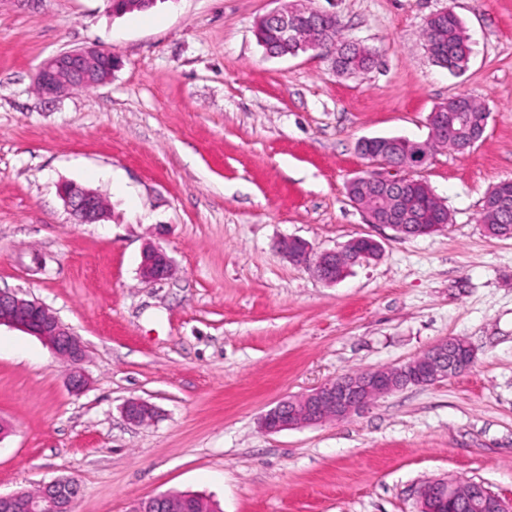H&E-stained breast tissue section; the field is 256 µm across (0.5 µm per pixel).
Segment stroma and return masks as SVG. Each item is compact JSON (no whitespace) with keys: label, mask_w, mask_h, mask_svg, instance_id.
Listing matches in <instances>:
<instances>
[{"label":"stroma","mask_w":512,"mask_h":512,"mask_svg":"<svg viewBox=\"0 0 512 512\" xmlns=\"http://www.w3.org/2000/svg\"><path fill=\"white\" fill-rule=\"evenodd\" d=\"M282 0H0V289L46 304L83 339L87 388L37 337L0 327V493L57 478L75 512H128L194 493L222 512H418L425 481L484 483L512 504V237L490 236L486 192L512 179V0H311L376 65L339 74L317 51L265 54L256 21ZM450 8L472 54L454 76L424 45ZM112 51L111 80L51 101L43 60ZM489 111L470 149L433 151L417 176L450 222L405 237L366 223L345 185L371 169L364 137L426 140L457 95ZM107 173L92 180L91 171ZM64 182L99 190L76 224ZM369 236L377 258L333 285L288 260ZM166 250V280L138 274ZM458 337L465 372L410 386L360 415L277 433L260 416L339 375L400 366ZM155 415L129 424L123 403ZM175 268L165 250L159 246H147L142 253L139 277L146 282H157L173 276Z\"/></svg>","instance_id":"obj_1"}]
</instances>
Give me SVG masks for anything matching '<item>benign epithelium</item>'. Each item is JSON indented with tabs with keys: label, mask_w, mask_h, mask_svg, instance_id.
<instances>
[{
	"label": "benign epithelium",
	"mask_w": 512,
	"mask_h": 512,
	"mask_svg": "<svg viewBox=\"0 0 512 512\" xmlns=\"http://www.w3.org/2000/svg\"><path fill=\"white\" fill-rule=\"evenodd\" d=\"M302 13L282 8L264 15V20L278 25L289 39L299 41L300 48L323 50L334 55L357 46L359 41H346L337 49H324L315 39L303 37L296 29ZM117 62L112 52L86 47L64 51L45 59L35 82L41 99L58 97L74 87L98 86L112 77ZM365 158L383 166V170H365L349 180L359 187L350 201L365 215L369 224L389 227L398 233L409 230L425 235L441 228L439 224H420L419 217L405 209L397 189L410 178V173L423 168L430 158L426 144L406 137H366L357 145ZM59 195L77 224H98L106 218L100 193L73 182L59 186ZM283 253L296 264L305 265L322 281H341L349 265L373 259L381 252L380 243L371 237H357L336 250L312 256L308 244L299 238H288L281 245ZM172 260L162 248L149 245L142 253L139 277L157 282L173 276ZM20 329L39 338L61 361L73 365L68 378L72 392L79 394L88 385V377L79 367L86 346L81 337L66 326L50 308L26 299L14 291L0 289V326ZM474 362L471 346L459 338L434 345L423 356L397 368H382L343 374L299 397L282 400L260 418L262 430L270 433L313 426L331 418L342 420L369 406L374 400L408 386H427L468 370ZM125 419L136 426L153 419L151 405L140 399H129L122 408ZM457 495L443 479L423 483L417 489L419 512H507L512 505L503 501L480 482L457 485ZM78 496L76 483L55 479L41 484L34 493L25 490L0 495V512H73ZM168 494L135 501L129 512H170Z\"/></svg>",
	"instance_id": "1"
}]
</instances>
